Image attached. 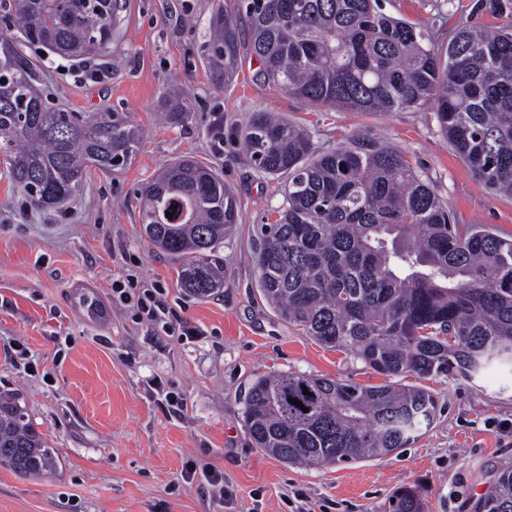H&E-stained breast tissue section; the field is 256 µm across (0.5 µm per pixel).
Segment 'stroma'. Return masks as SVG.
<instances>
[{
    "label": "stroma",
    "mask_w": 512,
    "mask_h": 512,
    "mask_svg": "<svg viewBox=\"0 0 512 512\" xmlns=\"http://www.w3.org/2000/svg\"><path fill=\"white\" fill-rule=\"evenodd\" d=\"M112 40L90 60L43 55L14 38L39 67L37 87L54 107L90 118L122 112L140 148L124 169L92 171L65 208L38 209L0 163V391H16L55 448L47 476L0 467V512H389L395 490L417 487L425 512H474L496 471L512 466V370L476 381L458 375L423 382L437 417L416 442L379 460L299 467L255 448L245 403L258 377L296 372L383 384L353 356L305 336L261 298V225L275 223L283 182L250 165L241 131L253 113L279 112L307 130L317 150L366 139L404 157L430 182L458 224H485L512 239V197L487 188L443 137L432 107L355 112L313 105L267 85L241 52L230 82L207 60L214 15L233 0H122ZM474 0H384L387 14L419 25L435 47L460 23L502 25L512 13H473ZM190 108L180 125L164 102ZM224 144L214 142V123ZM182 156L210 165L239 203L224 237V287L186 295L177 264L153 248L140 221L139 186ZM133 274L160 283L174 317L197 335L168 336L113 303L112 282ZM94 279L112 303L95 327L70 306L69 285ZM182 400L176 414L164 395ZM228 492L210 495L203 468Z\"/></svg>",
    "instance_id": "35a3bbf8"
}]
</instances>
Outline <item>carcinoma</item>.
I'll return each instance as SVG.
<instances>
[{"instance_id":"obj_1","label":"carcinoma","mask_w":512,"mask_h":512,"mask_svg":"<svg viewBox=\"0 0 512 512\" xmlns=\"http://www.w3.org/2000/svg\"><path fill=\"white\" fill-rule=\"evenodd\" d=\"M118 0H0V41L17 32L61 57L96 55L112 39ZM248 38L258 75L304 101L358 111L432 105L442 134L490 189L512 195V26L458 25L439 52L381 0H235L213 20L208 64L230 81ZM178 124L185 102L166 103ZM138 127L123 113L84 120L45 104L31 65L0 61V154L40 209H61L91 169L135 158ZM247 156L286 177L279 219L265 224L258 286L267 303L329 350L387 379L362 386L296 372L259 378L246 400L256 447L302 466L377 459L417 438L436 415L424 388L394 383L512 367V240L454 224L448 205L404 156L356 143L320 152L285 117L254 113ZM150 243L178 262V284L204 299L224 287V234L238 201L221 175L180 157L138 189ZM173 216L166 217V212ZM308 394H303V389ZM302 402L308 411L289 402ZM17 393L0 392V466L24 476L57 467ZM391 512H423L413 487ZM475 512H512V468Z\"/></svg>"}]
</instances>
